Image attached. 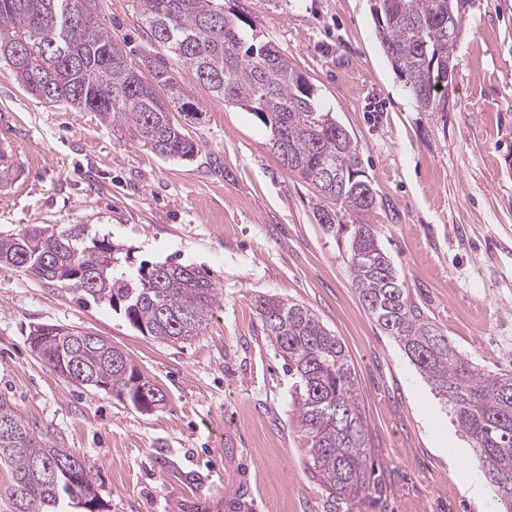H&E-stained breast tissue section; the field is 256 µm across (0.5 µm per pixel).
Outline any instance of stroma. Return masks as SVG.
<instances>
[{"mask_svg": "<svg viewBox=\"0 0 512 512\" xmlns=\"http://www.w3.org/2000/svg\"><path fill=\"white\" fill-rule=\"evenodd\" d=\"M114 38L167 59L133 0H101ZM277 45L349 132L377 206L365 215L412 301L484 373H512V0H466L448 116L420 109L376 35L371 0H224ZM178 77L204 111L185 122L191 160L165 159L134 131L49 104L0 63V108L43 156L28 192L0 201V234L86 224L133 264L183 263L218 294L201 336L171 345L110 308L0 268V395L54 446L84 458L106 512H225L224 483L248 470L252 512H495L469 496L480 462L393 337L363 308L344 240L315 219L254 115L224 104L192 68ZM306 305L346 346L379 485L332 502L292 425V379L255 296ZM103 337L166 396L145 413L52 373L31 330ZM196 474L200 483L186 481Z\"/></svg>", "mask_w": 512, "mask_h": 512, "instance_id": "stroma-1", "label": "stroma"}]
</instances>
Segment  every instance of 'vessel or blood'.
<instances>
[{
    "instance_id": "b4317fda",
    "label": "vessel or blood",
    "mask_w": 512,
    "mask_h": 512,
    "mask_svg": "<svg viewBox=\"0 0 512 512\" xmlns=\"http://www.w3.org/2000/svg\"><path fill=\"white\" fill-rule=\"evenodd\" d=\"M29 132L17 113L0 110V198L27 192L30 176L40 166L39 153L28 146Z\"/></svg>"
}]
</instances>
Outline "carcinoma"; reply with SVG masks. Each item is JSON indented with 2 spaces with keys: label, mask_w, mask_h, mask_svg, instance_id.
I'll use <instances>...</instances> for the list:
<instances>
[{
  "label": "carcinoma",
  "mask_w": 512,
  "mask_h": 512,
  "mask_svg": "<svg viewBox=\"0 0 512 512\" xmlns=\"http://www.w3.org/2000/svg\"><path fill=\"white\" fill-rule=\"evenodd\" d=\"M150 43L192 67L199 82L224 103L252 113L271 135L283 166L313 187L325 205L315 218L345 234L348 264L364 309L399 342L451 421L482 462L481 476L512 512V374L481 372L411 300L387 253L363 216L377 206L363 178L349 133L323 110L317 89L271 42L224 15V0H134ZM100 0H0V62L29 94L48 95L112 127H132L163 158L190 160L195 144L173 112L200 119L177 71L150 54L130 60L100 17ZM377 36L419 107L448 112L453 51L465 30L458 0H373ZM349 223L340 222V217ZM0 267L61 287L82 303L104 305L142 335L185 343L201 334L217 302L207 273L192 265L142 263L127 267L107 237L87 225L31 224L0 236ZM265 336L294 379L292 422L311 442V463L329 494L352 501L377 489L368 468V424L343 341L304 305L279 295L254 300ZM49 370L103 390L143 412L165 395L98 336L47 324L29 337ZM0 466L13 480L14 512H67L99 504L85 461L57 448L0 396Z\"/></svg>",
  "instance_id": "carcinoma-1"
}]
</instances>
